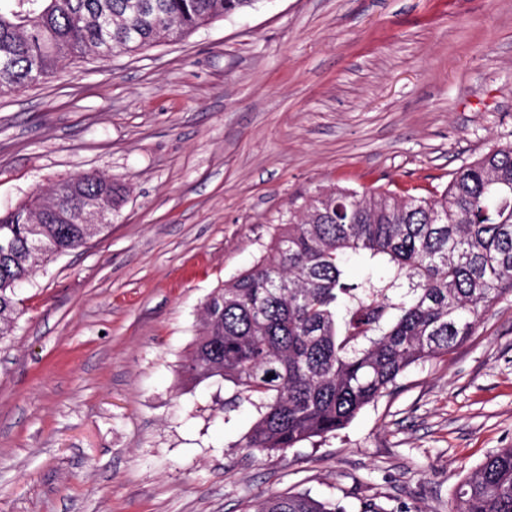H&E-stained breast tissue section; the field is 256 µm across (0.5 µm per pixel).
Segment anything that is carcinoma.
<instances>
[{
    "instance_id": "carcinoma-1",
    "label": "carcinoma",
    "mask_w": 512,
    "mask_h": 512,
    "mask_svg": "<svg viewBox=\"0 0 512 512\" xmlns=\"http://www.w3.org/2000/svg\"><path fill=\"white\" fill-rule=\"evenodd\" d=\"M256 0H0V93L47 81L88 53L109 57L231 16ZM0 214V336L38 263L82 246L83 197L112 211L128 186L98 173L58 181ZM371 271L360 281L346 264ZM512 295V143L461 166L431 197L336 188L280 225L268 253L213 291L183 372L215 376L253 402V454L345 428L413 364L472 336ZM456 512H512V448L489 456L455 493ZM257 512H343L307 494H271Z\"/></svg>"
}]
</instances>
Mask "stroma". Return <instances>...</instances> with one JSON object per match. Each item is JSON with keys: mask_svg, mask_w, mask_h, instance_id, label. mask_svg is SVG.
Listing matches in <instances>:
<instances>
[{"mask_svg": "<svg viewBox=\"0 0 512 512\" xmlns=\"http://www.w3.org/2000/svg\"><path fill=\"white\" fill-rule=\"evenodd\" d=\"M512 142V0H257L180 41L0 95V210L74 175L128 183L42 263L0 340V512H255L272 493L455 512L512 448V296L344 429L249 454L258 418L186 378L202 305L333 187L443 190Z\"/></svg>", "mask_w": 512, "mask_h": 512, "instance_id": "stroma-1", "label": "stroma"}]
</instances>
